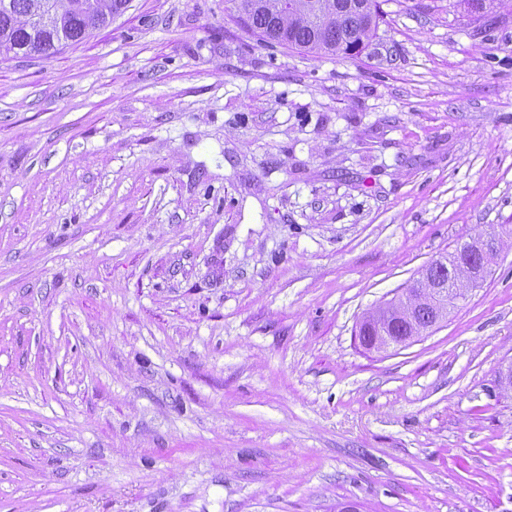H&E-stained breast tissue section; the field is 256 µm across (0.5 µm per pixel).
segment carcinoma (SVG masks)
I'll list each match as a JSON object with an SVG mask.
<instances>
[{"mask_svg":"<svg viewBox=\"0 0 512 512\" xmlns=\"http://www.w3.org/2000/svg\"><path fill=\"white\" fill-rule=\"evenodd\" d=\"M320 12H283L268 7L264 0L251 3L250 28L264 40L275 41L289 47L331 56L355 55L365 47L378 27L379 14L362 15L345 9L341 0H320ZM127 0H98L103 15L99 25L104 26L110 17L118 14ZM41 0H0V52L33 53L49 58L59 49L60 43L79 42L88 33L86 15L71 13L65 16L61 31L37 30L30 24L32 14L40 9ZM435 280H451V287H466L462 272L451 273L448 267L430 268Z\"/></svg>","mask_w":512,"mask_h":512,"instance_id":"cac0c4a2","label":"carcinoma"}]
</instances>
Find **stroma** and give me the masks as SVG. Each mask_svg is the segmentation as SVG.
<instances>
[{"label": "stroma", "instance_id": "stroma-1", "mask_svg": "<svg viewBox=\"0 0 512 512\" xmlns=\"http://www.w3.org/2000/svg\"><path fill=\"white\" fill-rule=\"evenodd\" d=\"M365 51L128 0L0 52V512H512V235L430 335L357 338L512 228V0ZM499 239L500 233L493 228L490 232L470 237L469 240H459L454 249L448 253V256L445 254L432 260L430 264H448L450 268L449 262L454 260L455 266L466 269L470 279L469 289L463 291L456 289L466 288V276L462 272H456L451 277V287L449 282L438 283L429 280L426 273L429 264L417 279L401 289L394 298L382 306L385 313L376 325L375 345L378 350H373L386 352L391 348L406 347L429 335L434 327L447 320L448 316L460 308L462 303L468 299L469 294L475 288L476 282L484 283L491 276ZM444 265L431 267L429 270L430 277L434 280H448L451 271H449L448 266ZM415 295L429 296L432 299L435 307L433 322L426 326L414 327L411 331H408L407 336L390 335L391 323L394 322L392 315L407 314V310L415 300ZM408 297H410V300Z\"/></svg>", "mask_w": 512, "mask_h": 512}]
</instances>
